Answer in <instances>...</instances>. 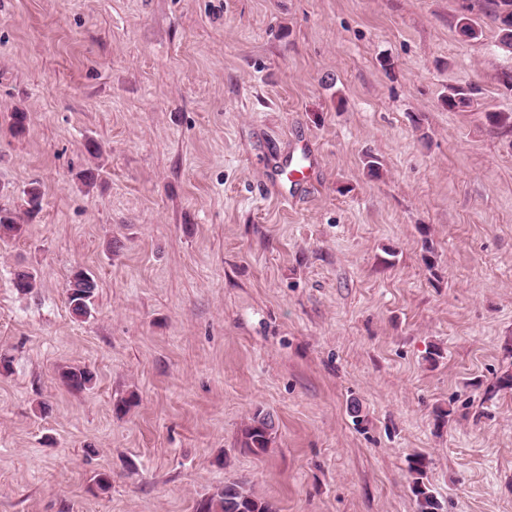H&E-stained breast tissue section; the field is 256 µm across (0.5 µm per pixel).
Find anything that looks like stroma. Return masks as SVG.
<instances>
[{
    "label": "stroma",
    "instance_id": "obj_1",
    "mask_svg": "<svg viewBox=\"0 0 512 512\" xmlns=\"http://www.w3.org/2000/svg\"><path fill=\"white\" fill-rule=\"evenodd\" d=\"M466 5L0 0V206L43 193L0 239V512H194L231 480L278 512H416L415 454L443 512H512V391L487 394L512 370V127L486 120L512 54L491 21L458 34ZM304 146L310 181L276 178ZM478 88L470 83L448 87V95L444 96L443 103L448 110H463L471 106ZM72 274V272H71ZM69 276L66 285V303L71 313L78 318L91 315L97 293V282L94 277L84 270L74 271ZM74 277V283L71 278ZM75 288L73 296H68L69 289ZM59 376L68 389L76 392L90 389L96 378L94 372L80 366H66L61 369ZM276 432L273 414L259 408L241 425L238 443L240 448H247L253 454H263L272 447Z\"/></svg>",
    "mask_w": 512,
    "mask_h": 512
}]
</instances>
